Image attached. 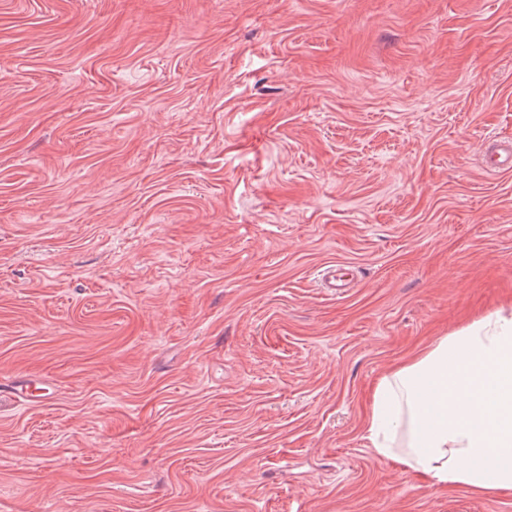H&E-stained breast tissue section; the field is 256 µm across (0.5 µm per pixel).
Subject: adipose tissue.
<instances>
[{
    "instance_id": "ef3b65f1",
    "label": "adipose tissue",
    "mask_w": 512,
    "mask_h": 512,
    "mask_svg": "<svg viewBox=\"0 0 512 512\" xmlns=\"http://www.w3.org/2000/svg\"><path fill=\"white\" fill-rule=\"evenodd\" d=\"M375 454L433 483L512 490V308L442 338L377 385Z\"/></svg>"
}]
</instances>
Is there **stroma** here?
Returning a JSON list of instances; mask_svg holds the SVG:
<instances>
[{"instance_id": "35a3bbf8", "label": "stroma", "mask_w": 512, "mask_h": 512, "mask_svg": "<svg viewBox=\"0 0 512 512\" xmlns=\"http://www.w3.org/2000/svg\"><path fill=\"white\" fill-rule=\"evenodd\" d=\"M492 136L512 0H0V512H512L366 433L512 305Z\"/></svg>"}]
</instances>
